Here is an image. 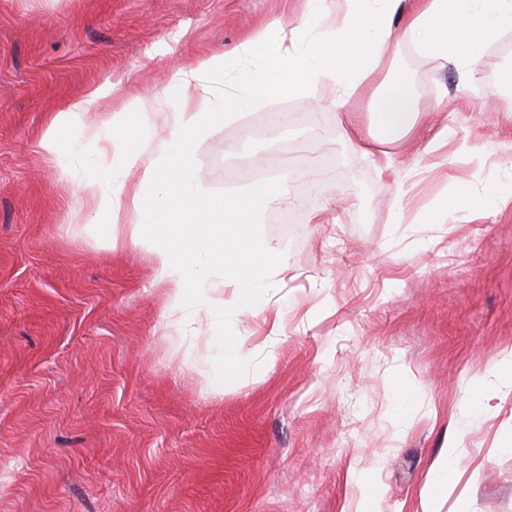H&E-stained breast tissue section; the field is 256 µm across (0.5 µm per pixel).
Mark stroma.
I'll return each instance as SVG.
<instances>
[{
    "label": "stroma",
    "mask_w": 512,
    "mask_h": 512,
    "mask_svg": "<svg viewBox=\"0 0 512 512\" xmlns=\"http://www.w3.org/2000/svg\"><path fill=\"white\" fill-rule=\"evenodd\" d=\"M304 5L0 0V512H356L366 479L377 512H422L451 440L444 512H512V384L493 370L512 350V209L436 224L426 212L447 179L475 172L450 159L463 138L488 154L482 189L512 182L497 163L512 96L481 106L512 71V29L464 82L410 44L384 61L380 80L411 83L421 127L388 144L387 171L338 122L349 109L368 121L367 100L324 89L227 115L197 140L210 194L287 181L297 199L258 217L284 263L249 314L219 271L206 313L168 314L147 254L125 230L102 248L83 194L39 148L52 115L106 80L111 109L150 98L142 120L164 128L182 109L179 66L210 58L222 80L225 54L275 20L292 34ZM227 338L245 354L232 377L183 358ZM405 373L403 416L393 385ZM477 376L492 396L479 411Z\"/></svg>",
    "instance_id": "1"
}]
</instances>
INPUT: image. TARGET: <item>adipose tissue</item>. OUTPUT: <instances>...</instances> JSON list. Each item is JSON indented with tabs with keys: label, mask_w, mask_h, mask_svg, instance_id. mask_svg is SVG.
Returning <instances> with one entry per match:
<instances>
[{
	"label": "adipose tissue",
	"mask_w": 512,
	"mask_h": 512,
	"mask_svg": "<svg viewBox=\"0 0 512 512\" xmlns=\"http://www.w3.org/2000/svg\"><path fill=\"white\" fill-rule=\"evenodd\" d=\"M343 7L334 23L331 4ZM512 27V0H305L301 29L291 45L262 33L247 37L241 54L247 67L234 70V90L212 101L202 84L210 61L178 68L173 81L187 109L175 113L165 131L146 125L137 112H110L111 82L56 112L39 147L56 165L60 181L82 188L109 247H116L120 200L128 198L135 219L131 241L146 249L172 312L188 311L210 299L213 270L224 275L234 299L256 306L269 288L268 274L282 265L279 251L260 242L257 215L284 201L281 186L258 183L242 194L216 197L196 181L194 142L224 114L246 112L263 100L301 96L322 87L340 99L368 94L372 124L391 143L418 123L409 82L388 80L373 87L386 57L411 43L422 54L452 63L465 73L493 38ZM100 115L111 136L95 152L92 179H84L87 152L78 121ZM512 208V187L489 194L459 181L438 201L436 215L460 210L471 218Z\"/></svg>",
	"instance_id": "adipose-tissue-1"
}]
</instances>
